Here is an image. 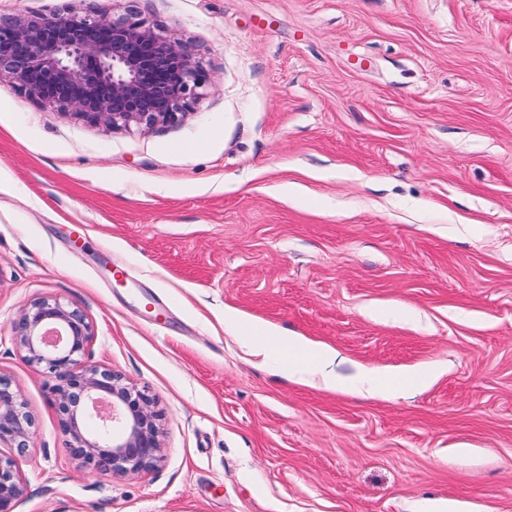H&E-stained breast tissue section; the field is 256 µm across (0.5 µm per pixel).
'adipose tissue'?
<instances>
[{"label":"adipose tissue","instance_id":"adipose-tissue-1","mask_svg":"<svg viewBox=\"0 0 512 512\" xmlns=\"http://www.w3.org/2000/svg\"><path fill=\"white\" fill-rule=\"evenodd\" d=\"M247 345L261 359L277 357L279 367L289 376L319 387L343 390L358 396H395L421 388L432 378L431 371L415 370L398 376L361 373L346 380L336 372L335 349L288 336L269 327L250 323L244 327Z\"/></svg>","mask_w":512,"mask_h":512}]
</instances>
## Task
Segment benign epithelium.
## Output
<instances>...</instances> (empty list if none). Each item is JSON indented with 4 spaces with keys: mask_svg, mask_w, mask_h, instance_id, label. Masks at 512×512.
<instances>
[{
    "mask_svg": "<svg viewBox=\"0 0 512 512\" xmlns=\"http://www.w3.org/2000/svg\"><path fill=\"white\" fill-rule=\"evenodd\" d=\"M35 105L89 124L130 130L180 123L204 96L209 74L192 48L134 9L0 18V79ZM95 327L77 307L38 297L22 310L15 340L46 374L86 474L136 473L161 459L160 414L111 369L84 361ZM34 422L20 389L0 375V512H14L24 483L16 457L32 447Z\"/></svg>",
    "mask_w": 512,
    "mask_h": 512,
    "instance_id": "benign-epithelium-1",
    "label": "benign epithelium"
}]
</instances>
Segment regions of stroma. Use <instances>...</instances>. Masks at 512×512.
Segmentation results:
<instances>
[{
    "mask_svg": "<svg viewBox=\"0 0 512 512\" xmlns=\"http://www.w3.org/2000/svg\"><path fill=\"white\" fill-rule=\"evenodd\" d=\"M90 6L127 2L0 15ZM134 6L210 74L179 124L113 131L0 80V375L35 421L15 512H512V0ZM42 296L153 399L157 465L79 470L14 340ZM228 311L345 376L441 372L394 398L297 384Z\"/></svg>",
    "mask_w": 512,
    "mask_h": 512,
    "instance_id": "stroma-1",
    "label": "stroma"
}]
</instances>
